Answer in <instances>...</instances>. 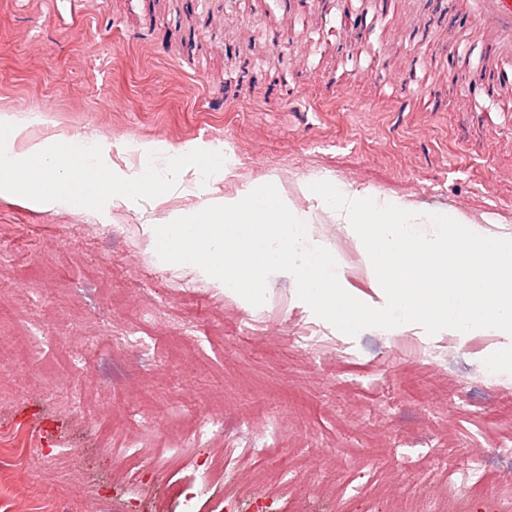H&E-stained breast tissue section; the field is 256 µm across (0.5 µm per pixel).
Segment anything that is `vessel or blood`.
<instances>
[{"mask_svg":"<svg viewBox=\"0 0 512 512\" xmlns=\"http://www.w3.org/2000/svg\"><path fill=\"white\" fill-rule=\"evenodd\" d=\"M463 9L485 36L489 57L495 61L488 73L489 98L512 95V0H443V13Z\"/></svg>","mask_w":512,"mask_h":512,"instance_id":"1","label":"vessel or blood"}]
</instances>
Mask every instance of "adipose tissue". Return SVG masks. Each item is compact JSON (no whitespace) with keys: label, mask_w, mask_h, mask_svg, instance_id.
<instances>
[{"label":"adipose tissue","mask_w":512,"mask_h":512,"mask_svg":"<svg viewBox=\"0 0 512 512\" xmlns=\"http://www.w3.org/2000/svg\"><path fill=\"white\" fill-rule=\"evenodd\" d=\"M38 115L0 113V127L9 136L0 140V198L19 200L38 210H82L120 202L136 207L139 200L162 197L172 183L193 175L198 189H206L212 174H231L233 163L222 150L196 146L159 148L136 145L138 166L125 172L107 169L102 146L83 138L40 139L31 129L41 124ZM196 158L188 166L187 158ZM99 173L98 192L89 196L76 191L75 183Z\"/></svg>","instance_id":"obj_1"}]
</instances>
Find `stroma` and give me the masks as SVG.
<instances>
[{
    "mask_svg": "<svg viewBox=\"0 0 512 512\" xmlns=\"http://www.w3.org/2000/svg\"><path fill=\"white\" fill-rule=\"evenodd\" d=\"M354 2L346 26L330 0H0V110L42 116L49 137L98 138L123 169L141 143L218 146L236 162L208 191L175 185L137 212L0 199V512L512 505V371L486 373L506 337L342 335L288 273L248 307L150 251L149 219L268 178L312 213L344 285L370 298L355 242L302 180L483 214L512 231V98L495 113L469 110L482 92L473 26L440 18L435 0ZM406 95L409 110L396 111ZM31 326L50 337L36 361L23 345ZM129 329L150 349L115 348L112 333ZM305 331L322 352L301 342ZM87 336L97 344L83 375L70 360ZM71 389L82 406L68 404ZM211 413L223 433L193 446L190 419ZM251 439L260 456L224 471L225 453ZM132 441L141 481L127 475ZM283 470L288 482L271 483Z\"/></svg>",
    "mask_w": 512,
    "mask_h": 512,
    "instance_id": "1",
    "label": "stroma"
}]
</instances>
